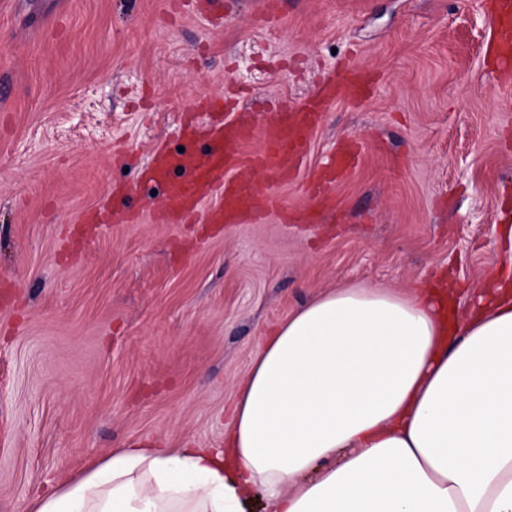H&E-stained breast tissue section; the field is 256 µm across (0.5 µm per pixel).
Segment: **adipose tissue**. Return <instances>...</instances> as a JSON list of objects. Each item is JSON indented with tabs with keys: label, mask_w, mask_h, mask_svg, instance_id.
<instances>
[{
	"label": "adipose tissue",
	"mask_w": 512,
	"mask_h": 512,
	"mask_svg": "<svg viewBox=\"0 0 512 512\" xmlns=\"http://www.w3.org/2000/svg\"><path fill=\"white\" fill-rule=\"evenodd\" d=\"M466 319L447 278L334 288L283 318L220 448L146 439L34 512H512V225Z\"/></svg>",
	"instance_id": "obj_1"
}]
</instances>
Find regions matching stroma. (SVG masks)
<instances>
[{
  "label": "stroma",
  "mask_w": 512,
  "mask_h": 512,
  "mask_svg": "<svg viewBox=\"0 0 512 512\" xmlns=\"http://www.w3.org/2000/svg\"><path fill=\"white\" fill-rule=\"evenodd\" d=\"M0 0V512L151 438L217 448L268 330L345 286L403 291L446 272L458 315L512 224V89L488 53L495 0ZM330 104L275 209L217 229L167 224L144 181L201 100L240 95L264 143L328 75ZM357 142L327 203L305 194ZM127 187L134 224L85 213Z\"/></svg>",
  "instance_id": "stroma-1"
}]
</instances>
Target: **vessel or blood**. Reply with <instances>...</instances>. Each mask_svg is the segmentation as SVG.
Listing matches in <instances>:
<instances>
[{"label": "vessel or blood", "instance_id": "1", "mask_svg": "<svg viewBox=\"0 0 512 512\" xmlns=\"http://www.w3.org/2000/svg\"><path fill=\"white\" fill-rule=\"evenodd\" d=\"M492 42L500 58L502 81L512 80V0H498L493 18ZM360 70L329 77L316 96L289 108L283 118L268 126L261 150L253 155L238 152L239 144L251 138L253 128L238 120L217 118L202 128L186 130L183 151L157 149L145 180L161 185L167 202L163 217L168 224H237L245 217L272 208L274 185L290 180L301 165L311 133L323 118L328 103L360 99L368 86ZM355 156L352 142H344L328 168L314 173L306 192L323 197L337 172H350ZM252 168L263 173L260 182L235 179L234 171ZM138 219L130 211L101 207L84 217L88 224H125Z\"/></svg>", "mask_w": 512, "mask_h": 512}]
</instances>
